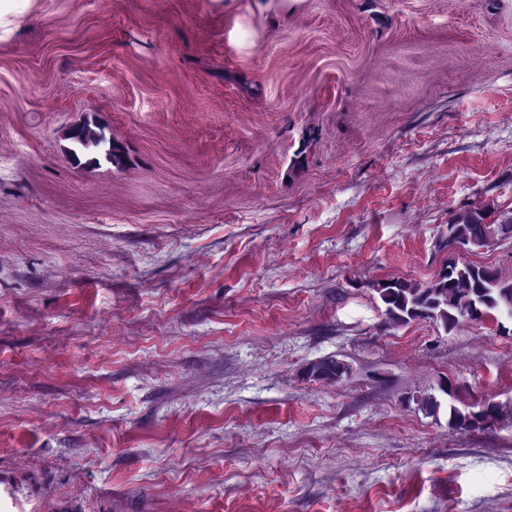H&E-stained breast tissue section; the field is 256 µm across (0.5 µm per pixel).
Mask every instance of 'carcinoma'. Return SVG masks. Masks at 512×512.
<instances>
[{
  "label": "carcinoma",
  "mask_w": 512,
  "mask_h": 512,
  "mask_svg": "<svg viewBox=\"0 0 512 512\" xmlns=\"http://www.w3.org/2000/svg\"><path fill=\"white\" fill-rule=\"evenodd\" d=\"M69 138L79 149L103 148L104 158L109 163L122 161L121 146L106 138L102 130L81 125ZM508 240H512V216L498 220L487 210L473 209L456 215L448 223V247L455 251L461 246L472 252ZM374 288L386 306L385 315L398 323L430 319L450 332L467 318L480 320L494 312L512 313V279L502 277L493 267L455 259L448 260L424 286L390 279L375 283ZM346 374L338 360L327 358L312 364L308 377L336 382ZM416 404L430 415L437 414L441 408V401L429 393L416 397ZM481 406L480 401L466 403L462 408L448 404V427L471 430L475 428L477 416H494L495 406L489 405L484 411L479 410Z\"/></svg>",
  "instance_id": "1"
}]
</instances>
